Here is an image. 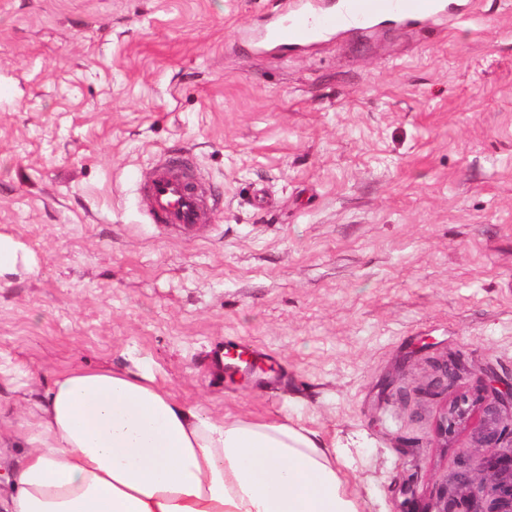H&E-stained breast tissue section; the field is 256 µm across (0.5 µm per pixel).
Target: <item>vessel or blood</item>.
<instances>
[{
  "label": "vessel or blood",
  "mask_w": 512,
  "mask_h": 512,
  "mask_svg": "<svg viewBox=\"0 0 512 512\" xmlns=\"http://www.w3.org/2000/svg\"><path fill=\"white\" fill-rule=\"evenodd\" d=\"M446 9V0H340L339 6L320 10L313 7L311 0H297L294 7L266 26L264 43L273 47L307 46L322 36L384 19L421 23ZM141 190L147 222L168 229L189 231L208 223L222 203L220 192L203 188L195 173L194 157L184 150L167 152L146 172ZM224 355L247 366L263 359L261 353L236 339L225 340Z\"/></svg>",
  "instance_id": "1"
}]
</instances>
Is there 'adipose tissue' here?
Returning <instances> with one entry per match:
<instances>
[{
  "label": "adipose tissue",
  "instance_id": "ef3b65f1",
  "mask_svg": "<svg viewBox=\"0 0 512 512\" xmlns=\"http://www.w3.org/2000/svg\"><path fill=\"white\" fill-rule=\"evenodd\" d=\"M0 512H360L336 451L286 424L213 417L146 375H55Z\"/></svg>",
  "mask_w": 512,
  "mask_h": 512
}]
</instances>
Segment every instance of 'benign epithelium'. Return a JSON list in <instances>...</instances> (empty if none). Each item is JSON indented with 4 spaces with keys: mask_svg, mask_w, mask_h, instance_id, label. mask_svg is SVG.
<instances>
[{
    "mask_svg": "<svg viewBox=\"0 0 512 512\" xmlns=\"http://www.w3.org/2000/svg\"><path fill=\"white\" fill-rule=\"evenodd\" d=\"M474 405L456 401L445 408L436 429L440 440L448 431L470 416ZM499 409H485L484 425L476 442L482 448H495L505 438L512 439V428H499ZM435 512H512V453L504 460L499 455L473 458L472 468L458 474L441 490Z\"/></svg>",
    "mask_w": 512,
    "mask_h": 512,
    "instance_id": "1",
    "label": "benign epithelium"
}]
</instances>
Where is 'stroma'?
<instances>
[{
	"instance_id": "35a3bbf8",
	"label": "stroma",
	"mask_w": 512,
	"mask_h": 512,
	"mask_svg": "<svg viewBox=\"0 0 512 512\" xmlns=\"http://www.w3.org/2000/svg\"><path fill=\"white\" fill-rule=\"evenodd\" d=\"M279 2L0 0L1 467L55 374L112 367L315 433L361 512H430L483 419L440 442L447 403L512 386V0L259 50ZM172 147L223 194L188 233L143 214ZM228 337L287 388L217 372ZM21 260L16 243L11 238L0 236V277L15 272Z\"/></svg>"
}]
</instances>
